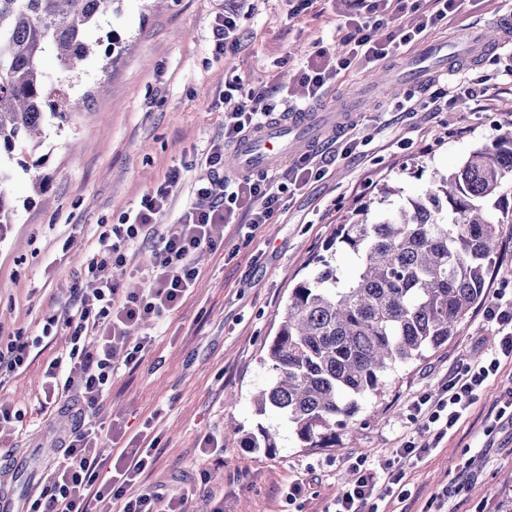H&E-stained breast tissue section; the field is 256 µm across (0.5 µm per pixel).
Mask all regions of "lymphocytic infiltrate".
<instances>
[{
	"instance_id": "1",
	"label": "lymphocytic infiltrate",
	"mask_w": 512,
	"mask_h": 512,
	"mask_svg": "<svg viewBox=\"0 0 512 512\" xmlns=\"http://www.w3.org/2000/svg\"><path fill=\"white\" fill-rule=\"evenodd\" d=\"M462 0H337L348 34L345 50L310 55L302 68L301 82L308 102L322 98L326 84L343 70L372 69L447 27ZM386 38H376L378 29ZM231 110L224 123V144L211 148L206 163L208 179L195 183L192 201L178 224L156 234L153 220L166 205L181 180L179 169H170L156 190L142 196L132 220L111 225L99 236L101 256L87 270L96 286L85 290L70 286L71 310L65 319L49 316L39 335L13 336L0 342V376L26 370L34 349L49 340L57 324L70 332L67 358L50 361L43 373L42 389L48 403L59 406L69 421L59 443L62 461L46 471L41 489L25 503V512H186L189 495L144 491L141 482L157 462L158 440L142 430L134 447L122 446L120 429H113L116 447L104 453L99 446L97 415L110 387L116 365L137 366L151 341L143 336L132 341V329L158 322L178 310L194 288L200 269L197 257L224 247V226L242 216V245H250L257 230L282 211L283 196L290 186L324 178L326 169L316 153L301 154L284 174L266 173L224 178L220 175L224 149L245 133L258 128L277 112L274 91L242 89L232 83L224 89ZM152 238V270L147 288L136 292L123 286L127 249ZM484 315L496 326L494 348L478 363L454 375L441 390L414 402L412 409L427 433L428 447L435 448L467 417L486 385L498 377L503 361L512 360V296L496 289L484 305ZM77 366V375L64 371ZM110 466L108 479L99 471ZM354 477L333 503V512H378L379 501L391 496L407 498L405 473L393 463H371L358 458L349 464Z\"/></svg>"
}]
</instances>
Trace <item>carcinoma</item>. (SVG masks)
I'll use <instances>...</instances> for the list:
<instances>
[{
	"mask_svg": "<svg viewBox=\"0 0 512 512\" xmlns=\"http://www.w3.org/2000/svg\"><path fill=\"white\" fill-rule=\"evenodd\" d=\"M117 0H0V158L26 166L28 148L49 120L64 124L79 102L63 81L41 70L44 53L70 72L93 51L90 31ZM512 132L470 152L438 179L436 191L375 214L370 224H339L335 241L355 260L346 281L329 261L288 295L268 345L270 378L256 409L288 425L301 448L336 446L351 431L360 400L383 378L433 351L486 295L500 246L512 224ZM15 206L0 189V233ZM278 431L260 427L250 448L277 447Z\"/></svg>",
	"mask_w": 512,
	"mask_h": 512,
	"instance_id": "obj_1",
	"label": "carcinoma"
}]
</instances>
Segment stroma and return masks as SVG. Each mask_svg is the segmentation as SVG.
<instances>
[{
  "label": "stroma",
  "instance_id": "obj_1",
  "mask_svg": "<svg viewBox=\"0 0 512 512\" xmlns=\"http://www.w3.org/2000/svg\"><path fill=\"white\" fill-rule=\"evenodd\" d=\"M511 11L504 0H466L439 38L491 26ZM229 13L238 30L219 57L212 25ZM340 25L334 0H311L302 10L294 0H116L112 14L93 28L96 48L80 71L61 75L54 55L46 54L41 67L48 79H65L88 105L68 123L45 127L36 151L51 176L45 195L33 192L14 162L0 185L16 207L0 237V338L34 336L48 316L65 317L72 280L92 285L87 265L100 251L103 225L121 223L174 167L183 173L182 185L156 223L161 232L176 224L192 186L209 174L202 156L224 140L226 80L284 84L289 105H298L302 63L320 49L336 52ZM407 59L403 53L375 70L337 74L321 107L351 112L357 148L347 154L342 143L323 140L327 176L285 196L284 216L264 225L249 246L239 247L225 228L223 251L201 254L196 287L153 328L154 342L139 366L112 375L99 412L102 448L112 446V422L132 436L152 419L159 458L143 486L189 490L187 512H325L350 479L347 458H393L419 426L410 414L413 401L437 392L494 345V324L474 309L447 344L391 371L383 388L362 401L355 433H339L332 448L299 447L291 429L253 404L270 376L263 359L290 289L320 255L339 277L350 273L351 256L331 242L336 226L358 220L360 207L374 213L422 195L434 175L454 171L473 149L512 128V80L504 75L512 68V42L449 75V84L464 76L481 90L450 111L436 110L434 85L405 87ZM388 185L400 187V195L384 196ZM69 348L66 330H59L25 372L0 388V402L21 412L11 423L10 447H0V469L13 473L10 490L21 503L43 471L63 458L61 419L44 403L41 374ZM510 384L512 362L502 365L448 439L406 467L409 498L382 502L383 512L438 507L446 489L456 512H512V425L486 428L487 414ZM274 425L275 450L245 447L248 434ZM207 435L219 448L204 457L199 446ZM298 480L305 494L292 503L288 488Z\"/></svg>",
  "mask_w": 512,
  "mask_h": 512
}]
</instances>
